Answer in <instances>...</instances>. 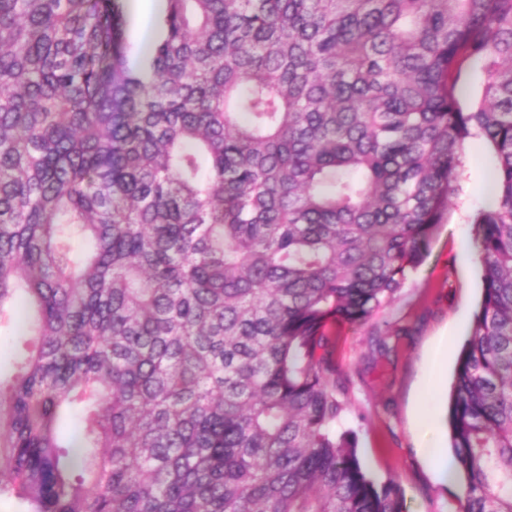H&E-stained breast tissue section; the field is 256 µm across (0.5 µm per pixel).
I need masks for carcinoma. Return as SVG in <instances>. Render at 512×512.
<instances>
[{"mask_svg":"<svg viewBox=\"0 0 512 512\" xmlns=\"http://www.w3.org/2000/svg\"><path fill=\"white\" fill-rule=\"evenodd\" d=\"M168 2L145 75L118 0H0V321L34 311L0 382V498L404 512L336 434L325 329L395 302L480 140L498 191L467 216L483 293L448 512H512V0Z\"/></svg>","mask_w":512,"mask_h":512,"instance_id":"1","label":"carcinoma"}]
</instances>
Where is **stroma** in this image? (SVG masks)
Wrapping results in <instances>:
<instances>
[{"instance_id": "35a3bbf8", "label": "stroma", "mask_w": 512, "mask_h": 512, "mask_svg": "<svg viewBox=\"0 0 512 512\" xmlns=\"http://www.w3.org/2000/svg\"><path fill=\"white\" fill-rule=\"evenodd\" d=\"M496 185L489 148L483 142L468 141L462 189L422 264L396 302L373 323L342 328L329 345L332 364L349 377L350 406L337 420L336 431L353 439L370 477L399 481L405 512H448L459 491L456 475L440 479L427 467L421 455L426 442L413 429L412 420L420 383L428 375L433 342L450 336L456 317L472 316L480 300V270L474 264L462 268L458 244L472 238L473 227L466 217L487 206L489 190ZM376 327L390 329V353L369 344Z\"/></svg>"}]
</instances>
